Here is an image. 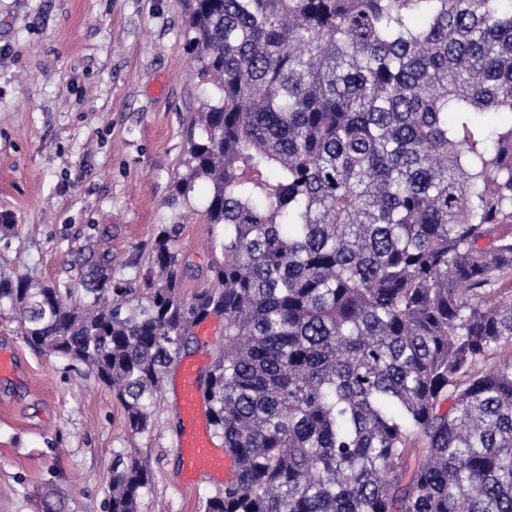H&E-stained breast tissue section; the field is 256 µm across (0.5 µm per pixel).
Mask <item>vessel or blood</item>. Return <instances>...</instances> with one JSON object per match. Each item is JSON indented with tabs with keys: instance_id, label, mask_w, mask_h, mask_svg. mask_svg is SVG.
Here are the masks:
<instances>
[{
	"instance_id": "vessel-or-blood-1",
	"label": "vessel or blood",
	"mask_w": 512,
	"mask_h": 512,
	"mask_svg": "<svg viewBox=\"0 0 512 512\" xmlns=\"http://www.w3.org/2000/svg\"><path fill=\"white\" fill-rule=\"evenodd\" d=\"M178 392L185 422L178 446L185 456L188 468L223 475L228 459L222 449L216 448L201 424L204 417V397L198 387L192 364H182Z\"/></svg>"
}]
</instances>
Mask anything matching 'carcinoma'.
Returning a JSON list of instances; mask_svg holds the SVG:
<instances>
[{"instance_id": "1", "label": "carcinoma", "mask_w": 512, "mask_h": 512, "mask_svg": "<svg viewBox=\"0 0 512 512\" xmlns=\"http://www.w3.org/2000/svg\"><path fill=\"white\" fill-rule=\"evenodd\" d=\"M185 10L215 92L169 205L208 185V286L183 293L182 224H162L146 295L91 249L77 285L0 268V321L142 435L223 315L200 389L234 476L202 512H512V0ZM151 481L118 456L108 512H139Z\"/></svg>"}]
</instances>
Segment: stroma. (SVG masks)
Wrapping results in <instances>:
<instances>
[{
  "instance_id": "obj_1",
  "label": "stroma",
  "mask_w": 512,
  "mask_h": 512,
  "mask_svg": "<svg viewBox=\"0 0 512 512\" xmlns=\"http://www.w3.org/2000/svg\"><path fill=\"white\" fill-rule=\"evenodd\" d=\"M183 0H0V212L44 281L77 279L78 250L110 252L116 277L147 269L162 224L181 222L184 293L203 285L209 228L168 205L186 129L207 89L185 42ZM18 371L0 379V512H107L116 454L141 449L152 486L139 512H200L224 482L187 478L176 447L178 367L150 433L131 435L111 390L83 366L30 350L0 321V351Z\"/></svg>"
}]
</instances>
